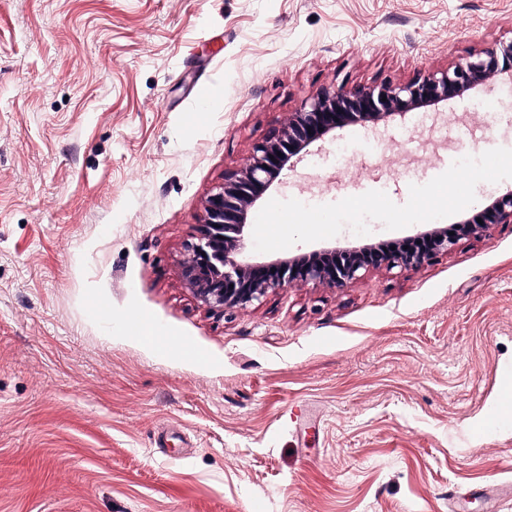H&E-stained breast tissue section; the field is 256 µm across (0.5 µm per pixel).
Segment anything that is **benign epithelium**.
<instances>
[{"instance_id":"1","label":"benign epithelium","mask_w":512,"mask_h":512,"mask_svg":"<svg viewBox=\"0 0 512 512\" xmlns=\"http://www.w3.org/2000/svg\"><path fill=\"white\" fill-rule=\"evenodd\" d=\"M501 79L512 81V40L500 41L469 60L406 83L381 82L352 88H321L288 118L254 144L246 162L224 174L203 201V214L193 225L179 262L181 280L197 301L218 315L260 301L269 291L294 283L344 288L371 267H418L448 254L457 237L437 227L395 249L368 246L359 250L321 249L293 257L255 261L246 251L248 214L293 158L313 143L347 125L376 124L409 110L435 106ZM483 226L512 224V191L483 205L464 220L468 231Z\"/></svg>"}]
</instances>
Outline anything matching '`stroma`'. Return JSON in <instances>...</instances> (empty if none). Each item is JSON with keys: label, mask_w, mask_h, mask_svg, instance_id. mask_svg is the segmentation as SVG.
Masks as SVG:
<instances>
[{"label": "stroma", "mask_w": 512, "mask_h": 512, "mask_svg": "<svg viewBox=\"0 0 512 512\" xmlns=\"http://www.w3.org/2000/svg\"><path fill=\"white\" fill-rule=\"evenodd\" d=\"M510 39L512 0H0V512H498L512 224L221 317L179 260L209 191L317 89ZM496 147L495 86L344 127L266 196L402 205Z\"/></svg>", "instance_id": "35a3bbf8"}]
</instances>
